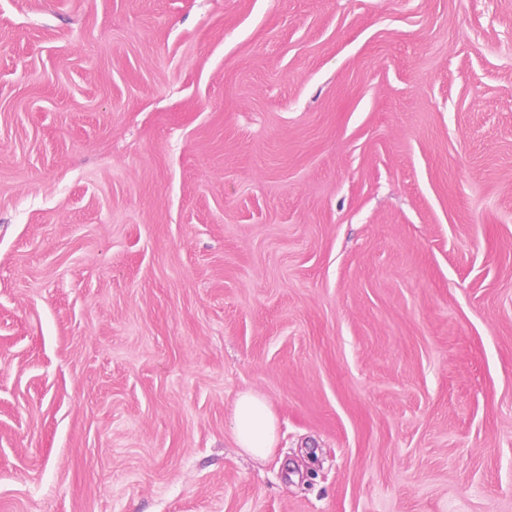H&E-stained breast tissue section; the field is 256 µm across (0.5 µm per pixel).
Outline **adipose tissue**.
<instances>
[{"label": "adipose tissue", "mask_w": 512, "mask_h": 512, "mask_svg": "<svg viewBox=\"0 0 512 512\" xmlns=\"http://www.w3.org/2000/svg\"><path fill=\"white\" fill-rule=\"evenodd\" d=\"M232 413L238 448L253 457L266 458L277 437V417L267 400L251 390L240 392Z\"/></svg>", "instance_id": "1"}]
</instances>
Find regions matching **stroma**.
I'll list each match as a JSON object with an SVG mask.
<instances>
[{
	"label": "stroma",
	"instance_id": "obj_1",
	"mask_svg": "<svg viewBox=\"0 0 512 512\" xmlns=\"http://www.w3.org/2000/svg\"><path fill=\"white\" fill-rule=\"evenodd\" d=\"M0 512H512V0H0ZM232 413L238 448L255 458H266L277 437V417L267 400L252 390L242 391Z\"/></svg>",
	"mask_w": 512,
	"mask_h": 512
}]
</instances>
